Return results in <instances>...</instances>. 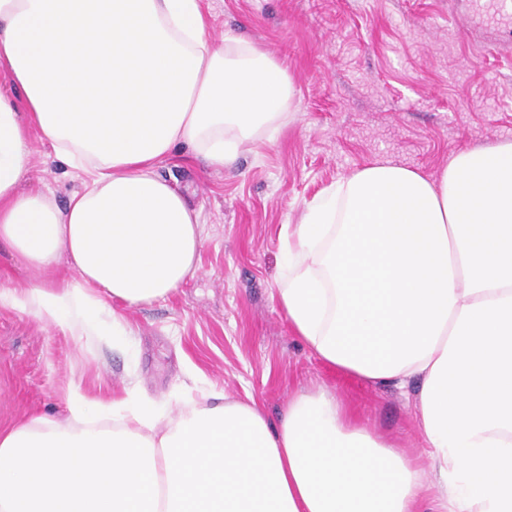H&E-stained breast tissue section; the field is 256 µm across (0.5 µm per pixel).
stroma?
I'll use <instances>...</instances> for the list:
<instances>
[{"label":"stroma","mask_w":512,"mask_h":512,"mask_svg":"<svg viewBox=\"0 0 512 512\" xmlns=\"http://www.w3.org/2000/svg\"><path fill=\"white\" fill-rule=\"evenodd\" d=\"M214 34L269 51L295 86L292 119L228 169L178 158L159 172L199 214V269L147 306L117 305L129 336H70L0 309V426L65 413L136 384L164 404L253 395L277 417L324 383L375 430L418 454L416 384L374 388L331 375L292 334L277 300L283 225L357 169L390 159L437 177L450 154L512 140V21L488 0H204ZM32 182L58 199L78 178L32 142Z\"/></svg>","instance_id":"obj_1"}]
</instances>
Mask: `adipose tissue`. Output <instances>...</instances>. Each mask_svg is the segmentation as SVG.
<instances>
[{
	"label": "adipose tissue",
	"instance_id": "obj_1",
	"mask_svg": "<svg viewBox=\"0 0 512 512\" xmlns=\"http://www.w3.org/2000/svg\"><path fill=\"white\" fill-rule=\"evenodd\" d=\"M0 243L23 271L0 309L76 335H131L109 307L166 297L203 240L159 167L231 164L291 118L294 84L255 44L214 38L202 0H0ZM81 178L27 184L30 139ZM278 302L330 369L417 382L413 457L327 386L277 418L254 397L176 414L135 385L70 387L67 416L0 428V512H512V141L438 177L378 159L284 227Z\"/></svg>",
	"mask_w": 512,
	"mask_h": 512
}]
</instances>
